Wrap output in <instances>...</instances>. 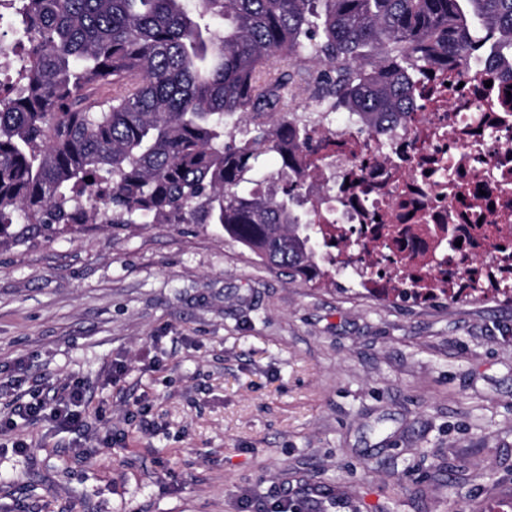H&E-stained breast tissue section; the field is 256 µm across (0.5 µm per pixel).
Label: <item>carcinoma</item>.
<instances>
[{
  "instance_id": "carcinoma-1",
  "label": "carcinoma",
  "mask_w": 512,
  "mask_h": 512,
  "mask_svg": "<svg viewBox=\"0 0 512 512\" xmlns=\"http://www.w3.org/2000/svg\"><path fill=\"white\" fill-rule=\"evenodd\" d=\"M0 245L83 224H216L266 266L330 277L332 224L296 209L331 114L371 134L428 71L478 50L512 77V0H0ZM329 65L317 117L277 63ZM231 144L224 143V137ZM274 154L288 177H250Z\"/></svg>"
}]
</instances>
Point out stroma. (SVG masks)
<instances>
[{
  "mask_svg": "<svg viewBox=\"0 0 512 512\" xmlns=\"http://www.w3.org/2000/svg\"><path fill=\"white\" fill-rule=\"evenodd\" d=\"M335 280L214 224L0 246V377L104 420L0 438V512H512V301Z\"/></svg>",
  "mask_w": 512,
  "mask_h": 512,
  "instance_id": "35a3bbf8",
  "label": "stroma"
}]
</instances>
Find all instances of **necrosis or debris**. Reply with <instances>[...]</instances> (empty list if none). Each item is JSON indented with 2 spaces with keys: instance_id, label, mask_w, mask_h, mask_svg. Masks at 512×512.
Wrapping results in <instances>:
<instances>
[{
  "instance_id": "4bbe7bcc",
  "label": "necrosis or debris",
  "mask_w": 512,
  "mask_h": 512,
  "mask_svg": "<svg viewBox=\"0 0 512 512\" xmlns=\"http://www.w3.org/2000/svg\"><path fill=\"white\" fill-rule=\"evenodd\" d=\"M419 101L380 136L351 114L316 135L321 159L301 204L373 251L368 266L328 260L375 297L395 270L418 300L512 288V78L487 66L436 72Z\"/></svg>"
}]
</instances>
